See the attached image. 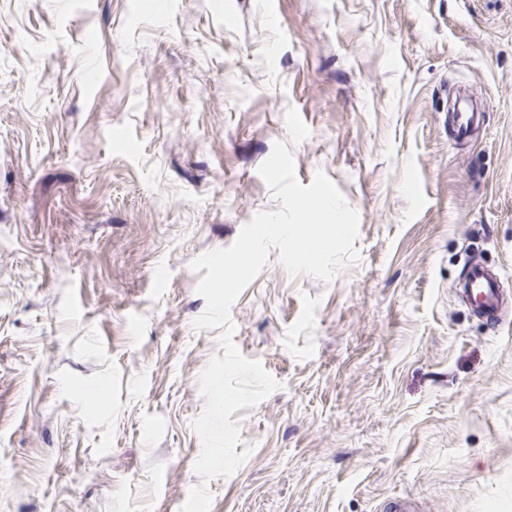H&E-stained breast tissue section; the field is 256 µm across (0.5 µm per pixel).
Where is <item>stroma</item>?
Masks as SVG:
<instances>
[{"label":"stroma","instance_id":"35a3bbf8","mask_svg":"<svg viewBox=\"0 0 512 512\" xmlns=\"http://www.w3.org/2000/svg\"><path fill=\"white\" fill-rule=\"evenodd\" d=\"M482 105L454 139L458 90ZM285 141L359 216L231 316L279 383L210 512H512V0H0V512H181L220 329L193 261L280 207ZM503 285L496 273L480 263L472 264L466 271L463 291L475 303L490 323H496L503 305ZM471 301V300H470Z\"/></svg>","mask_w":512,"mask_h":512}]
</instances>
